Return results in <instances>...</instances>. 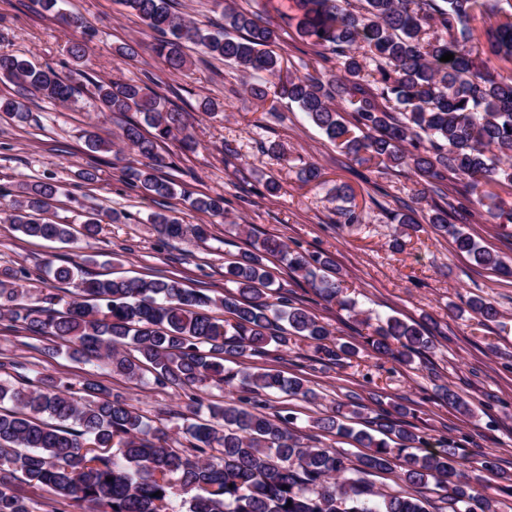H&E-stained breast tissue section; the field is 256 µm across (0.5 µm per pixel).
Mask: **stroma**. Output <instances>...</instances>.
Listing matches in <instances>:
<instances>
[{"instance_id": "obj_1", "label": "stroma", "mask_w": 512, "mask_h": 512, "mask_svg": "<svg viewBox=\"0 0 512 512\" xmlns=\"http://www.w3.org/2000/svg\"><path fill=\"white\" fill-rule=\"evenodd\" d=\"M235 2L240 9L260 12L277 30L273 49L282 58L284 72L301 75L306 64L315 62L314 47L282 20L283 14L294 13L293 0ZM63 7L82 16L91 35L89 67L94 78L138 82L151 77L153 89L184 112L187 132L197 147L187 150L175 140L161 144L163 172L183 189L182 195L161 198L126 178L134 155L118 140L122 121L98 111L90 92H83L74 105L29 97L23 120L0 113V266L26 269L30 278L25 286L36 297L50 293L69 299L68 290L43 273L47 263L65 260L94 275L175 277L187 288L220 297L224 266L244 249L248 233L274 235L290 249L330 256L354 310L319 299L280 258H270L268 265L275 284L288 288L296 304L316 315L335 337L361 345L360 357L343 368L327 365L313 345L294 337L285 350L249 358L251 366L303 378L315 393L311 399L278 398L275 408L296 416L302 436L315 435L335 447L338 438L317 432L313 423L330 414L336 403L347 402L350 394H359L372 408L404 405L409 422L428 438L431 448L447 440L471 455L489 451L501 459L500 472H481V486L496 501L498 512H512V277L475 263L451 238L427 224L430 207L415 201L417 184L410 169L354 160L296 106L281 102L276 112H269L246 93L235 67L219 60L200 63L199 47L186 49L192 61L189 70L172 73L153 50L156 33L120 0H65ZM72 36L39 0H0V46L12 53L65 74L73 66L66 53ZM126 44L135 45V57L118 54V47ZM207 100L218 103L219 111L200 112V103ZM90 129L113 140L112 150L90 152L85 145ZM228 141L235 155H225ZM273 142L281 146L283 157L264 152V145ZM309 163L321 170L318 182L300 178ZM90 168L99 176L91 184L79 177ZM272 178L281 184L275 195L266 190ZM37 181L62 188L46 210L55 221L77 227L86 213L104 211L116 213L118 219L103 222L95 238L79 237L70 244L25 237L7 216L26 186ZM340 185L354 192L358 223L338 221ZM201 194L223 195V215L191 209L189 197ZM407 203L414 207L418 228L405 229L397 221ZM164 210L181 223L207 225V237L160 236L150 216ZM465 230L512 267V224L503 226L482 216ZM475 296L496 306V320L454 316L455 308ZM390 316L430 326L434 347L427 359L404 365L376 359L364 349L369 321ZM47 345L46 339L0 321V357L75 384L99 374L97 361L52 354ZM111 382L151 425L184 440L186 422L175 416L185 407L182 391L159 388L148 378L136 382L115 375ZM444 384L467 401L469 413L457 412L439 399Z\"/></svg>"}]
</instances>
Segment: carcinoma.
<instances>
[{
  "instance_id": "1",
  "label": "carcinoma",
  "mask_w": 512,
  "mask_h": 512,
  "mask_svg": "<svg viewBox=\"0 0 512 512\" xmlns=\"http://www.w3.org/2000/svg\"><path fill=\"white\" fill-rule=\"evenodd\" d=\"M59 13L65 26L82 28L81 19L59 8L63 0H41ZM298 35L317 47L322 63L336 62L338 72L315 67L299 76L281 77V61L270 46L278 38L269 23L227 6L224 25L211 30L186 19L173 0H122L158 35L154 51L174 74L191 60L188 44L241 68L250 81L248 94L297 104L328 140L360 162L407 167L419 178L415 198L434 194L428 223L452 238L457 249L480 265L507 271L462 225L481 212L512 223V207L492 186L512 187V76L490 65V57L512 61V21L498 25L485 15L505 13L502 0H298ZM90 34L67 42L77 64L66 78L41 69L13 53L0 51V77L22 97L41 95L71 104L90 81L78 65L88 61ZM451 53L448 62L440 58ZM93 97L101 112H137L154 133L129 120L121 140L145 159L131 170L136 186L160 197L175 195V183L157 174L160 143L184 133L183 113L147 83L97 82ZM349 105L345 121L336 101ZM59 192L51 182L33 185L14 203L8 221L23 235L46 241L71 239V226L34 217ZM194 209L224 213V197L201 195ZM151 223L164 236L184 239L207 235L204 224L186 225L162 212ZM270 256L287 259L325 302H339L343 281L330 277L333 261L289 250L266 236L224 268V296L191 290L174 277L96 278L75 273L74 266H48L54 280L73 288L64 312L55 297L33 299L18 287L29 278L22 269L0 267V320L35 336L66 343L72 358L101 364L107 375L140 381L149 373L162 388H178L189 403L174 413L184 420L187 444L172 446L160 427L113 392L101 378H89L78 390L61 378L18 372L12 360L0 361V512H35V501L15 489L25 480L35 490L49 488L50 512H430L420 490L433 480L445 491L440 512H497L482 493L480 471L499 470V459L485 453L474 461L452 443L439 451L424 449L423 435L406 421L407 408L382 409L371 417L373 433L340 423V415L315 421V428L371 449L355 464L344 448L322 442L305 445L295 433L297 417L271 412L272 397L313 398L299 376L272 368L251 367L244 359L269 355V346H288L301 336L329 364L343 367L359 356L351 342H340L316 316L294 304L288 290L267 294ZM96 306L89 307L84 299ZM224 309V318L212 315ZM471 313L487 321L497 308L483 297L468 301ZM377 357L403 364L432 348L431 331L388 317L378 320L366 338ZM226 362L236 363L227 368ZM236 390L237 397L207 405L199 417L194 389ZM440 397L457 411L467 402L448 386ZM405 467L402 488L382 493L370 477Z\"/></svg>"
}]
</instances>
